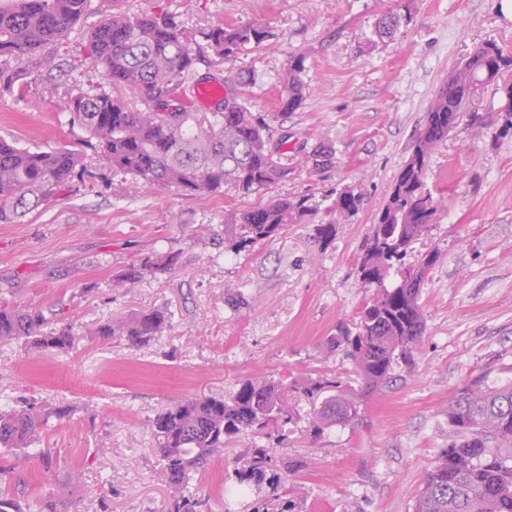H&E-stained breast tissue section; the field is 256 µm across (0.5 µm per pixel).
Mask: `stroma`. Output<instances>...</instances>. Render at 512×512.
<instances>
[{"label":"stroma","instance_id":"35a3bbf8","mask_svg":"<svg viewBox=\"0 0 512 512\" xmlns=\"http://www.w3.org/2000/svg\"><path fill=\"white\" fill-rule=\"evenodd\" d=\"M115 8L162 13L194 33L220 21L266 22L269 47L228 65L210 55L196 70L218 80L229 67L251 73L243 99L253 112L275 114L270 148L288 178L248 197L229 184L217 193H128L67 110L79 92L140 104L87 57L91 30ZM391 11L400 26L379 39L375 25ZM488 40L512 51V17L501 0H90L45 48V64L0 94L1 138L83 155L60 196L22 223L0 224V302L41 312L76 336L69 352L41 358L23 340L0 341V398L50 415L28 453L7 463L0 497L49 501L55 512H165L172 491L159 474L152 423L168 405L230 394L258 374L299 388L322 377L348 380V358L324 354L323 344L338 323L358 319L367 292L357 258L439 88ZM295 53L306 58L311 94L281 116ZM504 104L495 84L483 85L471 104L480 121L462 116L429 159L425 183L441 208L416 247L438 248L440 258L422 286L426 331L411 362L363 403L357 422L317 439L308 401L297 397L299 422L279 456L307 468L274 469L270 484L231 503L228 476L255 439L228 443L190 482L198 512H412L425 473L452 439V392L479 375L512 380V137L498 136L495 122ZM320 146L335 162L313 172L306 157ZM341 191L360 195L361 206L320 244L315 222L327 219ZM304 194L318 202L317 219L225 254L228 209ZM169 251L178 254L170 273L113 287L116 272ZM156 308L169 322L143 347L95 334L113 318ZM61 408L66 416L56 417ZM47 451L55 459L48 470ZM76 472L80 480L71 481Z\"/></svg>","mask_w":512,"mask_h":512}]
</instances>
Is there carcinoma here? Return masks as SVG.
I'll list each match as a JSON object with an SVG mask.
<instances>
[{"mask_svg":"<svg viewBox=\"0 0 512 512\" xmlns=\"http://www.w3.org/2000/svg\"><path fill=\"white\" fill-rule=\"evenodd\" d=\"M88 0H0V57L22 60L32 68L43 64L42 49L66 35L82 17ZM267 23H217L195 34L165 15L131 16L116 11L90 34L88 55L102 66L112 84L137 96L145 109L131 107L107 94L78 93L68 102L69 121L95 141L101 158L115 175L130 177L132 192L167 186L186 192H216L232 183L243 196L257 194L288 177L268 149L270 124L240 100L237 89L249 84L250 73L224 75L222 111L213 118L195 112V88L208 81L196 75L201 54L222 62L248 49L268 46ZM306 57L290 56L288 74L278 98L281 112H295L305 101L301 74ZM512 52L494 41L478 45L436 94L379 211L358 265L361 282L374 289L359 314L356 331L338 326L326 349L345 350L359 386L322 380L302 389L312 401V432L321 436L336 426L357 421L362 402L391 379L394 365L410 359L425 333L421 285L439 259L436 249L405 258L412 245L436 219L425 173L433 148L448 138L475 89L503 81L506 104L499 112V135H512ZM82 154L61 148L32 152L0 138V224H18L28 213L56 198L76 169ZM361 198L351 192L336 196L340 217L354 215ZM307 195L274 198L226 213L224 243L234 254L279 236L289 224L315 215ZM178 255L167 253L139 260L113 277L128 287L147 276L166 273ZM46 318L19 306L0 305V340L24 339L39 353L61 354L73 348L68 327L45 329ZM168 313L154 309L99 326L103 340L125 336L144 345L160 335ZM293 421L289 390L267 377L247 378L229 396L181 399L159 413L152 429L162 461V474L174 490L168 512H196L199 501L189 491L193 475L224 445L241 435H263L281 441ZM48 423L39 407L0 409V449L17 454L41 436ZM448 425L454 438L441 450L416 493L413 512H512V383L490 385L470 380L448 403ZM276 448L252 449L246 470H234L236 486H261L267 468L276 463ZM0 512H54L49 503L22 508L0 498Z\"/></svg>","mask_w":512,"mask_h":512,"instance_id":"obj_1","label":"carcinoma"}]
</instances>
